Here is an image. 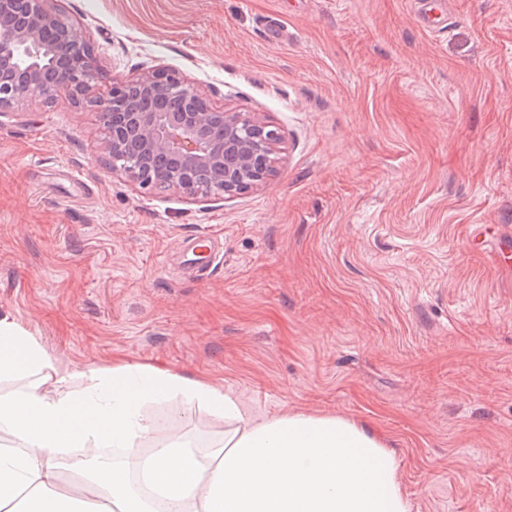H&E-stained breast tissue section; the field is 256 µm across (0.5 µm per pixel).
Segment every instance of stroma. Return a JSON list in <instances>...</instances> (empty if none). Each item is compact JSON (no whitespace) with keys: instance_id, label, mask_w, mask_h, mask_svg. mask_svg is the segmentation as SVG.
<instances>
[{"instance_id":"35a3bbf8","label":"stroma","mask_w":512,"mask_h":512,"mask_svg":"<svg viewBox=\"0 0 512 512\" xmlns=\"http://www.w3.org/2000/svg\"><path fill=\"white\" fill-rule=\"evenodd\" d=\"M52 0L100 84L169 66L277 127L274 179L142 193L67 96L0 116V313L61 363L157 364L382 434L413 512H512V0ZM287 28L268 41L266 23ZM222 240L190 274L186 237ZM206 449L203 413L149 405ZM419 4V19L422 26L432 34L444 35L448 33L450 23L439 26L442 18L448 14V4L445 0H421Z\"/></svg>"}]
</instances>
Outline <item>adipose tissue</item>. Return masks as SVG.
Returning <instances> with one entry per match:
<instances>
[{
    "label": "adipose tissue",
    "mask_w": 512,
    "mask_h": 512,
    "mask_svg": "<svg viewBox=\"0 0 512 512\" xmlns=\"http://www.w3.org/2000/svg\"><path fill=\"white\" fill-rule=\"evenodd\" d=\"M0 512H411L382 435L336 414L256 415L222 385L131 362L62 365L0 315ZM177 400L223 429L208 451L170 435L147 458L149 404ZM82 495L58 491L68 449Z\"/></svg>",
    "instance_id": "adipose-tissue-1"
}]
</instances>
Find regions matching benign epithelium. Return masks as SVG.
Returning a JSON list of instances; mask_svg holds the SVG:
<instances>
[{
    "label": "benign epithelium",
    "mask_w": 512,
    "mask_h": 512,
    "mask_svg": "<svg viewBox=\"0 0 512 512\" xmlns=\"http://www.w3.org/2000/svg\"><path fill=\"white\" fill-rule=\"evenodd\" d=\"M49 2L0 0V115L61 94L103 120L131 107V129L103 128L98 160L142 190L227 199L275 175L281 135L269 122L213 104L202 86L174 69L101 87L81 29Z\"/></svg>",
    "instance_id": "benign-epithelium-1"
}]
</instances>
